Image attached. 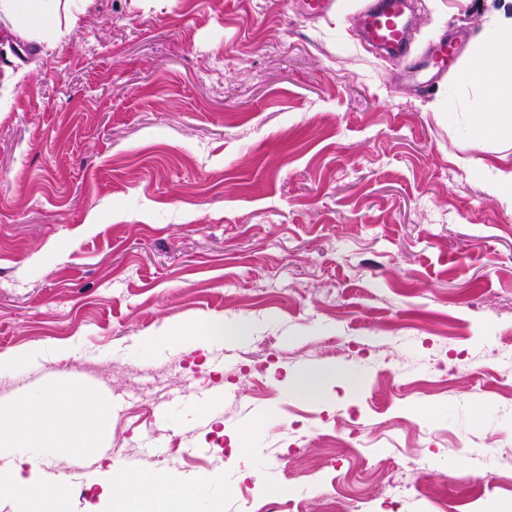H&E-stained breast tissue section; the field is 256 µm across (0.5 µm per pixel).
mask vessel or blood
Here are the masks:
<instances>
[{
  "instance_id": "b4317fda",
  "label": "vessel or blood",
  "mask_w": 512,
  "mask_h": 512,
  "mask_svg": "<svg viewBox=\"0 0 512 512\" xmlns=\"http://www.w3.org/2000/svg\"><path fill=\"white\" fill-rule=\"evenodd\" d=\"M409 7L408 0H367L360 11L367 41L392 51L405 74H421L431 80L454 75L453 64L461 56V47L454 39L436 42L422 55H410L404 21Z\"/></svg>"
}]
</instances>
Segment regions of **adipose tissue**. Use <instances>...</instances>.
<instances>
[{
  "instance_id": "ef3b65f1",
  "label": "adipose tissue",
  "mask_w": 512,
  "mask_h": 512,
  "mask_svg": "<svg viewBox=\"0 0 512 512\" xmlns=\"http://www.w3.org/2000/svg\"><path fill=\"white\" fill-rule=\"evenodd\" d=\"M60 4L61 0H0V15L18 20V36L51 44L61 35L57 21ZM507 46H512V9L503 6L492 10L476 43V61H489L490 66L464 83L475 95L463 124L465 131L512 137V56L504 54ZM101 473L99 498L103 501L132 506L149 486L159 498L172 500L175 512H198L207 493L206 482L200 480L172 484L162 476L134 469L118 473L109 463L102 465Z\"/></svg>"
}]
</instances>
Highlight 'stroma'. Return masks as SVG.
Masks as SVG:
<instances>
[{"instance_id": "1", "label": "stroma", "mask_w": 512, "mask_h": 512, "mask_svg": "<svg viewBox=\"0 0 512 512\" xmlns=\"http://www.w3.org/2000/svg\"><path fill=\"white\" fill-rule=\"evenodd\" d=\"M411 3L416 47L474 42L489 9ZM361 6L93 0L49 49L0 16V402L124 397L96 454L57 466L73 512L103 457L215 479L222 512L248 483L269 512H512V204L464 167L502 144L459 128L471 54L404 81ZM217 318L251 327L223 363L162 338ZM354 428L379 435L355 451Z\"/></svg>"}]
</instances>
